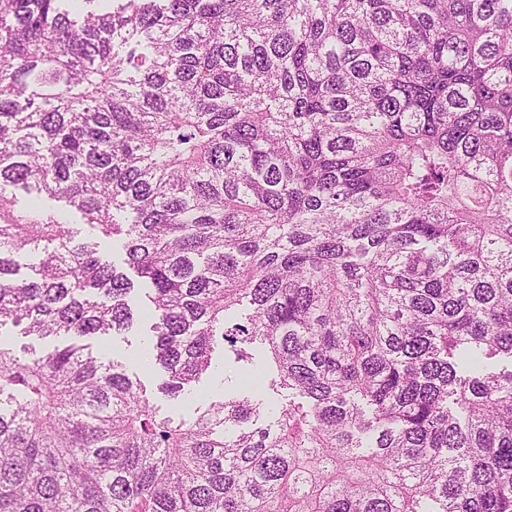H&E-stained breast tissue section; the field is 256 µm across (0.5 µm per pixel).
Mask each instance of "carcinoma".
Returning a JSON list of instances; mask_svg holds the SVG:
<instances>
[{"label": "carcinoma", "mask_w": 512, "mask_h": 512, "mask_svg": "<svg viewBox=\"0 0 512 512\" xmlns=\"http://www.w3.org/2000/svg\"><path fill=\"white\" fill-rule=\"evenodd\" d=\"M65 2L0 0V328L72 339L0 345V512H512V0ZM140 318L291 398L161 413ZM62 205L63 204L60 202L50 201V210L55 212L58 220H60L63 224H70L71 227L78 228V231L80 232L78 238H83L90 232H94L100 237L102 236L98 231H90L80 213L70 211L67 208H63Z\"/></svg>", "instance_id": "carcinoma-1"}]
</instances>
